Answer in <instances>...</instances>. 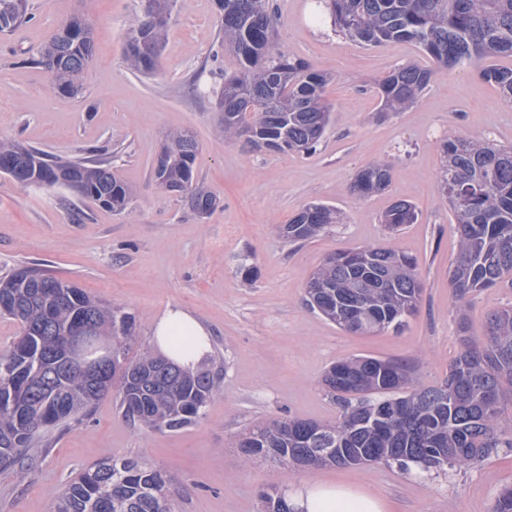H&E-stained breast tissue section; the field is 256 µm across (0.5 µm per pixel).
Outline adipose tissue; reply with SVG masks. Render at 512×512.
<instances>
[{"instance_id":"obj_1","label":"adipose tissue","mask_w":512,"mask_h":512,"mask_svg":"<svg viewBox=\"0 0 512 512\" xmlns=\"http://www.w3.org/2000/svg\"><path fill=\"white\" fill-rule=\"evenodd\" d=\"M151 347L191 371L209 356L212 331L190 312L170 307L152 325ZM287 496L295 512H384L377 496L341 484L298 481L289 484Z\"/></svg>"}]
</instances>
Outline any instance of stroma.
<instances>
[{"instance_id": "obj_1", "label": "stroma", "mask_w": 512, "mask_h": 512, "mask_svg": "<svg viewBox=\"0 0 512 512\" xmlns=\"http://www.w3.org/2000/svg\"><path fill=\"white\" fill-rule=\"evenodd\" d=\"M30 4V21L0 36V140L65 159H103L135 198L117 213L64 185H23L0 175V277L36 264L120 306L135 319L132 359L167 307L190 311L213 332L202 368L221 392L178 431L133 424L113 396L103 397L35 448L27 470L0 472V512H48L53 492L115 456L171 474L175 512H262L261 492L308 479L370 492L387 512H491L512 485L511 448L439 473L383 464L291 472L245 460L236 441L278 417L335 421L339 409L321 378L342 359L404 361L425 386L446 377L462 344L448 278L458 234L437 192L442 144L462 133L511 146L512 104L475 65L464 64L437 72L406 111H380L376 81L404 64L430 67V60L407 42L373 48L337 35L315 18L312 0H270L280 49L331 75L326 98L333 111L315 152L259 151L221 131L217 93L238 61L224 50L215 0H176L151 78L132 74L124 59V33L140 0ZM77 10L92 26L95 61L83 96L58 98L48 90L49 73L28 58ZM182 129L200 144V184L220 201L204 219L153 177L164 136ZM375 160L391 163L389 187L351 194L357 172ZM398 200L412 203L418 219L392 233L380 219ZM311 201L335 206L345 223L306 243L286 242L280 226ZM367 243L418 261L423 301L402 332L349 333L305 303L306 283L325 257ZM508 303L507 284L475 293L466 307L471 332L481 333L488 313Z\"/></svg>"}]
</instances>
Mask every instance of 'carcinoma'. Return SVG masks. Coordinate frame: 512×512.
<instances>
[{
  "mask_svg": "<svg viewBox=\"0 0 512 512\" xmlns=\"http://www.w3.org/2000/svg\"><path fill=\"white\" fill-rule=\"evenodd\" d=\"M225 48L240 60L218 95L224 137L249 136L270 152L310 151L323 137L331 106L327 74L278 48L269 0H215ZM316 16L330 19L352 41L380 46L413 43L433 68L407 65L377 86L381 111L413 105L434 73L468 62L512 101V69L486 65L512 56V0H313ZM29 0H0V33L27 19ZM166 24L147 10L125 32L126 62L135 73L156 71ZM94 56L91 28L72 18L28 59L53 77L54 92L83 95L82 77ZM438 189L456 220L459 252L449 271L459 305L472 293L496 288L512 276V147L457 135L443 145ZM199 146L188 131L168 135L166 162L154 178L180 186L198 217L217 198L197 183ZM13 180L40 187L66 185L99 206L125 210L130 188L101 161L60 159L20 142L0 141V164ZM391 166L368 163L350 186L367 196L385 190ZM335 207L311 202L287 223L286 240L304 243L336 223ZM417 219L408 201L395 202L382 223L398 232ZM424 285L416 260L367 244L329 256L306 286L307 302L341 329L372 335L404 330ZM0 316L17 320L21 335L0 351V470L30 465L29 449L46 433L87 413L116 390L123 413L151 429L194 424L220 387L206 371L188 372L145 352L126 358L132 317L91 298L77 286L37 268L0 279ZM77 322L95 339L112 340L108 378L92 384L69 364L67 333ZM457 327L463 350L438 386H417L407 364L375 357L334 363L322 383L341 407L334 424L282 418L254 426L236 442L246 459L262 458L305 469L397 464L403 471L467 466L496 448H512V412L504 385H512V305L492 311L484 337L470 333L464 315ZM173 479L137 459L114 457L82 470L51 501L49 512H173ZM264 512H291L284 494L262 495Z\"/></svg>",
  "mask_w": 512,
  "mask_h": 512,
  "instance_id": "cac0c4a2",
  "label": "carcinoma"
}]
</instances>
